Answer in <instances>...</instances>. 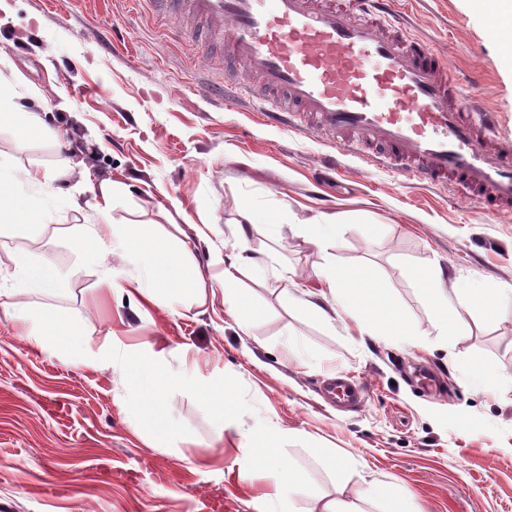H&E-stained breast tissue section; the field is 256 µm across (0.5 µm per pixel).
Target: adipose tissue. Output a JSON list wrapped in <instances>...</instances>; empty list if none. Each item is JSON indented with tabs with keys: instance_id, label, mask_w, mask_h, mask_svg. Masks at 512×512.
I'll list each match as a JSON object with an SVG mask.
<instances>
[{
	"instance_id": "1",
	"label": "adipose tissue",
	"mask_w": 512,
	"mask_h": 512,
	"mask_svg": "<svg viewBox=\"0 0 512 512\" xmlns=\"http://www.w3.org/2000/svg\"><path fill=\"white\" fill-rule=\"evenodd\" d=\"M69 174L70 166L65 161L50 176L0 167V223L21 214L36 215L35 206L23 190L25 184L48 185ZM253 230V224L238 225L240 247L222 260L224 300L244 319L252 318L254 310L238 292L237 276L262 270L261 259L248 245ZM71 243L77 252L94 258L102 266L107 265L114 247H121L126 261L139 267V277L128 280L122 287L116 285L111 275H104L100 282L104 295L119 289L128 298L138 297L152 307L167 310L172 309L179 297L200 305L206 302L207 284L194 259L186 250L172 246L143 226L117 233L112 242L106 241L101 228L81 229L73 235ZM11 263L15 277L30 289L50 291L63 285L59 269L50 260H33L28 252L21 250L12 254ZM315 274L327 288L311 293L304 301L303 309L310 318L326 322L335 313L343 316L354 335L372 338L400 335L402 316L392 301L379 294L376 280L360 269L339 265L332 259L317 267ZM441 283L442 273L437 269L418 274V285L437 316L446 345H453L458 337L467 335L471 327L499 319L503 295L491 294L485 288H465L456 281L445 289ZM242 454L246 460L245 468L240 471L242 478H252L256 470L275 466L280 474L276 499L300 497L312 501L310 512H342L335 501L323 500L313 486L297 478L279 449L265 445L243 449Z\"/></svg>"
}]
</instances>
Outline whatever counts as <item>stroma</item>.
Segmentation results:
<instances>
[{
	"label": "stroma",
	"mask_w": 512,
	"mask_h": 512,
	"mask_svg": "<svg viewBox=\"0 0 512 512\" xmlns=\"http://www.w3.org/2000/svg\"><path fill=\"white\" fill-rule=\"evenodd\" d=\"M0 12V86L15 103L0 125V164L41 173L67 158L77 176L61 180L42 219L0 223V512H269L275 470L239 477L241 450L272 431L291 436L281 455L325 499L382 512L365 501L368 480L403 487L416 512H512V303L502 317L454 347L442 343L416 271L442 268L446 279L512 289V222L480 216L458 192L366 167L330 151L322 133H284L246 102L218 104L223 81L242 71L217 44L200 53L175 37L186 19L159 20L149 0H9ZM411 29L448 60L461 95L478 92L496 112L499 135L512 141V41L486 25L473 0H396ZM121 41H113V32ZM48 104L37 105V94ZM43 133L19 137L28 113ZM114 187L107 215L94 193ZM275 233L254 237L271 268L296 270L308 290L313 270L333 258L378 281L419 346L396 337L348 335L341 321L317 322L288 296L245 274L237 286L255 307L240 324L223 291L183 315L139 307L99 283L135 276L120 256L109 266L73 250L82 224L148 225L172 234L205 276L210 257L237 243L240 210ZM345 213L338 245L318 249L293 225L319 214ZM25 250L52 260L62 289L38 293L13 286L10 256ZM31 308L73 314L91 350L119 336L125 352L171 350L173 370L202 381L230 373L246 387L253 412L212 421L189 395L173 394L172 414L190 436L151 445L125 406L120 373L71 362L21 338ZM508 375L478 389L474 367ZM364 381L360 407L340 411L322 395L334 375ZM317 448L353 455L356 472L340 478L314 456ZM213 451L209 466L200 456Z\"/></svg>",
	"instance_id": "1"
}]
</instances>
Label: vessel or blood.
<instances>
[{"instance_id": "obj_1", "label": "vessel or blood", "mask_w": 512, "mask_h": 512, "mask_svg": "<svg viewBox=\"0 0 512 512\" xmlns=\"http://www.w3.org/2000/svg\"><path fill=\"white\" fill-rule=\"evenodd\" d=\"M159 13L204 20L211 41L263 88L268 124L334 135L369 166L454 187L484 212L512 218V146L494 145L497 113L465 103L441 55L394 0H153ZM337 402L362 384L336 379Z\"/></svg>"}]
</instances>
